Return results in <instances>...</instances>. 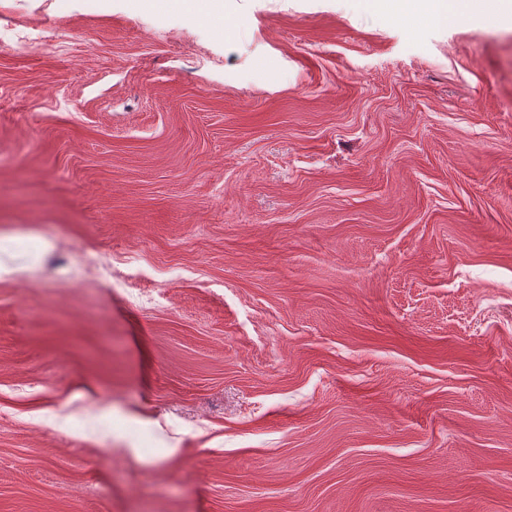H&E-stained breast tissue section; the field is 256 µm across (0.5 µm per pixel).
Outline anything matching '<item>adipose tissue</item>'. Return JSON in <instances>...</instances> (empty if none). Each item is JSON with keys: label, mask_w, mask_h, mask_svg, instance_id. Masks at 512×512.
Here are the masks:
<instances>
[{"label": "adipose tissue", "mask_w": 512, "mask_h": 512, "mask_svg": "<svg viewBox=\"0 0 512 512\" xmlns=\"http://www.w3.org/2000/svg\"><path fill=\"white\" fill-rule=\"evenodd\" d=\"M366 4L377 12L421 17L435 26L448 25L465 14H479L495 23L512 20V0H366Z\"/></svg>", "instance_id": "adipose-tissue-1"}]
</instances>
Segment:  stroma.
I'll return each instance as SVG.
<instances>
[{
    "mask_svg": "<svg viewBox=\"0 0 512 512\" xmlns=\"http://www.w3.org/2000/svg\"><path fill=\"white\" fill-rule=\"evenodd\" d=\"M0 0V512H512V25Z\"/></svg>",
    "mask_w": 512,
    "mask_h": 512,
    "instance_id": "1",
    "label": "stroma"
}]
</instances>
